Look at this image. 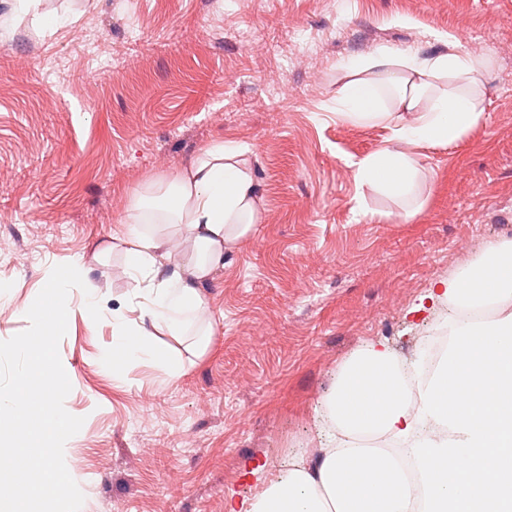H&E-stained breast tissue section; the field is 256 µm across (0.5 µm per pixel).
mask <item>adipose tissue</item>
<instances>
[{"mask_svg": "<svg viewBox=\"0 0 512 512\" xmlns=\"http://www.w3.org/2000/svg\"><path fill=\"white\" fill-rule=\"evenodd\" d=\"M490 61L447 51L425 56L388 44L340 63L344 83L336 113L345 121L380 125L386 145L353 161L359 186L385 195L414 217L416 190L429 174L415 151L458 143L484 120ZM246 147L218 141L202 148L172 179L147 182L131 213L96 251L52 271L25 319L40 343H19L23 358L11 386L0 389V416L11 424L0 439V485H9L12 512H31L32 496L54 503L68 497L69 480L50 460L57 441L73 433L60 408L37 421L41 395L69 378L53 355L58 323L81 293L90 319L100 316L91 275L102 258L120 254L127 302L112 313L113 368L156 364L178 377V354L157 337L184 333L182 316L208 323L205 284L224 264L225 251L246 240L261 220L258 184ZM428 299L453 304V343L443 376L412 406L396 355L368 344L341 365L325 409L336 426L335 447L312 462L293 461L278 480L230 512H413V489L395 459L372 439L409 442L424 481L423 512H512V245L489 248L475 265L441 281Z\"/></svg>", "mask_w": 512, "mask_h": 512, "instance_id": "adipose-tissue-1", "label": "adipose tissue"}]
</instances>
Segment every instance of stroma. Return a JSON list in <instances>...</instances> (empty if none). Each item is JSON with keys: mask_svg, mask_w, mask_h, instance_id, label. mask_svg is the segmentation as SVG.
I'll return each instance as SVG.
<instances>
[{"mask_svg": "<svg viewBox=\"0 0 512 512\" xmlns=\"http://www.w3.org/2000/svg\"><path fill=\"white\" fill-rule=\"evenodd\" d=\"M91 24L109 68L81 59ZM449 41L491 60L487 123L418 149L429 178L407 221L357 188L351 161L388 132L337 117L336 64ZM217 140L248 147L264 208L204 288L209 349L164 336L180 377L113 372L126 276L117 258L93 275L100 319L72 298L55 335L70 378L53 400L74 424L55 512H228L260 492L251 468L275 478L335 444L324 400L351 354L380 340L406 368L423 357L452 317L419 310L426 289L512 242V0H0V383L16 342L38 337L22 312L45 277L91 258L145 180Z\"/></svg>", "mask_w": 512, "mask_h": 512, "instance_id": "1", "label": "stroma"}]
</instances>
